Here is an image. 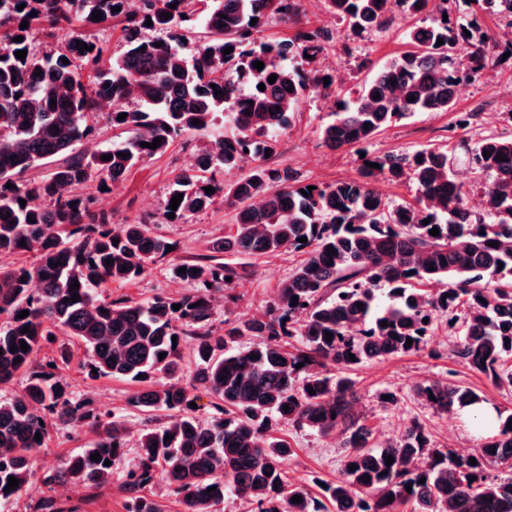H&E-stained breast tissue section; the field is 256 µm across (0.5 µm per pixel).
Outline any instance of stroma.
<instances>
[{"label": "stroma", "mask_w": 512, "mask_h": 512, "mask_svg": "<svg viewBox=\"0 0 512 512\" xmlns=\"http://www.w3.org/2000/svg\"><path fill=\"white\" fill-rule=\"evenodd\" d=\"M304 19L309 25L337 34L343 25L325 8L322 0H303ZM410 22L397 18L385 33L359 39H342L328 46L316 61L302 58L291 61L295 68L309 72L319 68L337 71L341 82L338 93L351 95L392 56L407 48L404 32ZM470 116L467 127H459L463 116ZM329 118V102L320 96L305 99L296 112L291 127L280 136L271 166L293 169L306 183L349 180L358 175L354 149L330 150L321 139L320 129ZM496 134L512 137V56L502 61L499 68L487 72L475 84L464 86L452 112H421L385 129L367 146L371 152H406L427 144H455L466 137L479 140ZM193 147L176 139L161 157L141 163L119 184L107 191L93 192V208L111 214L115 223L133 222L144 216H158L163 209L168 184L175 172L189 166ZM234 209L218 204L211 209L187 216L177 224L153 225L154 233L167 238L175 251L150 262L145 274L131 283L112 284V298L145 300L157 294L178 297L192 292L193 285L172 278L171 263L199 260L212 256V245L223 238L233 223ZM298 253H283L250 259L248 273L227 296L217 297L212 316L215 335L224 332L225 320L248 321L264 315L269 302L277 292L278 284L296 266ZM454 332L448 327L447 317L435 320L428 344L420 351L382 361L364 363L351 371L357 395L368 412L367 424L374 442L398 439L412 423L423 424L438 446L459 454L471 453L493 428L478 427L469 416L438 414L415 393L417 384L427 380H448L486 397L496 412L512 414V391L494 386L484 375L458 363L451 352ZM67 350L69 359L61 364L58 373L69 397L90 400L98 413L114 416L122 423L128 442H135L140 432L151 424L150 414L133 408L128 398L134 390L130 382L110 377L89 378L83 366L82 347L59 336L57 342L40 351L35 363L58 357ZM183 372L180 381L188 387L195 401L193 413L201 421H209L216 413L215 398L204 388L194 385V343H181ZM392 392L396 400L381 403L383 392ZM277 437L286 439L294 453L285 469L293 483L314 485L321 481L333 482L343 476V437L335 433L320 435L307 429L283 424L277 427ZM95 434L90 427H73L53 421L42 447L29 453L30 480L22 496L10 506L11 512H34L41 495L40 478L52 464L87 447ZM121 475H114L112 483L90 496L81 485L70 486L68 492H57L56 497L65 512H124V494Z\"/></svg>", "instance_id": "obj_1"}]
</instances>
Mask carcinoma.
Instances as JSON below:
<instances>
[{
  "label": "carcinoma",
  "mask_w": 512,
  "mask_h": 512,
  "mask_svg": "<svg viewBox=\"0 0 512 512\" xmlns=\"http://www.w3.org/2000/svg\"><path fill=\"white\" fill-rule=\"evenodd\" d=\"M324 2L345 23L348 38L386 32L398 13L421 24L405 33L410 49L345 97L336 93V75L288 66L296 55L319 58L330 34L307 28L286 40L251 41L272 16L286 25L299 22V0H0V257L40 252L36 265L0 267V317H6L0 384L24 377L21 392L0 402V507L27 485V452L44 444L48 413L76 425L89 422L98 434L89 447L43 473L35 512H64L54 497L59 485L112 484L125 454L123 425L102 421L89 400L68 398L56 380V360L32 366L60 332L84 346L97 375L142 385L134 407L167 413L165 424L144 429L138 439V464L121 484L125 512H166L149 490L159 475L174 487L181 512H212L230 493L248 499L253 512H512V476L490 474L492 468L512 469V414L467 455L435 447L420 423L394 443L374 444L355 382L346 375L364 362L421 350L434 321L464 305L462 322L448 321L455 329L453 354L494 385L512 386V371L505 368L512 358V137L462 138L449 150L365 149L360 177L317 183L313 190L266 157L312 94L332 99L333 119L322 128L332 150L368 144L417 112H452L460 86L500 65L499 41L461 12L458 0ZM474 4L512 26V0ZM97 12L102 19L94 21ZM149 20L153 25H146ZM112 23L121 26L125 43L116 57L96 36ZM198 27L205 38L193 42L189 34ZM59 31L65 39L56 49L32 46L38 34L53 38ZM17 36L23 40L14 41ZM78 41L93 50L76 47ZM228 47L233 51L223 53ZM21 50L27 51L23 61L15 56ZM257 61L264 63L260 70L253 67ZM105 107L124 137L91 150L90 121ZM122 113L127 117L120 120ZM195 119L200 123L192 124ZM223 123L231 131L215 133ZM178 136L197 142V159L173 175L162 222H178L220 200L235 214L234 230L217 250L252 258L282 250L305 254L279 283L265 316L226 319L219 337L210 328L215 295L244 278L242 263L211 256L207 263L173 264V277L194 284L178 299L103 296L114 282L139 279L149 262L168 255L172 242L153 233L149 220L117 226L112 216L93 212L84 189L124 180L137 165L166 153ZM156 138L162 139L156 149L141 146ZM108 154L111 159H102ZM458 163L482 179L477 210L455 179ZM244 166L240 180L218 179ZM393 182L410 184L414 203L392 204L381 186ZM208 186L215 192L206 193ZM177 194L183 199L173 211ZM434 227L437 236L430 234ZM302 237L307 242H299ZM75 282L79 288H70ZM417 283L436 289H418ZM25 310L29 315L19 317ZM174 336L195 340L193 380L219 400L218 415L206 423L192 414L186 387L151 384L158 371L174 377L181 370ZM240 336L257 342L237 351ZM415 392L441 413H470L486 403L447 381L422 382ZM277 422L345 435L343 478L325 484L321 497L288 482L284 464L293 450L270 433ZM94 453L100 460L90 459ZM388 456L394 458L389 465ZM11 476L19 485L7 492ZM296 495L302 502H292Z\"/></svg>",
  "instance_id": "carcinoma-1"
}]
</instances>
